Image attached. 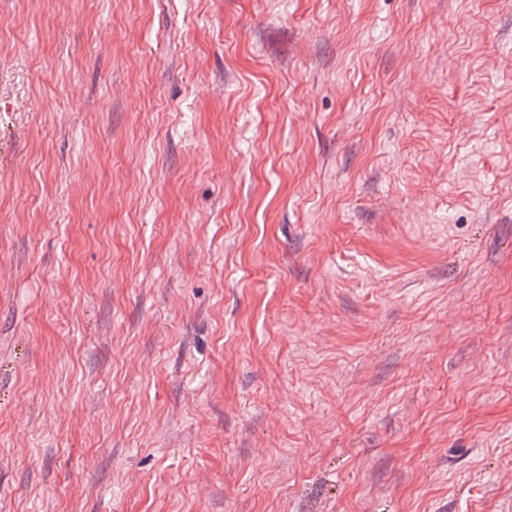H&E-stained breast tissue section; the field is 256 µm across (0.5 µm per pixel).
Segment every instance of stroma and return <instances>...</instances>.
<instances>
[{
	"mask_svg": "<svg viewBox=\"0 0 512 512\" xmlns=\"http://www.w3.org/2000/svg\"><path fill=\"white\" fill-rule=\"evenodd\" d=\"M0 512H512V0H0Z\"/></svg>",
	"mask_w": 512,
	"mask_h": 512,
	"instance_id": "35a3bbf8",
	"label": "stroma"
}]
</instances>
